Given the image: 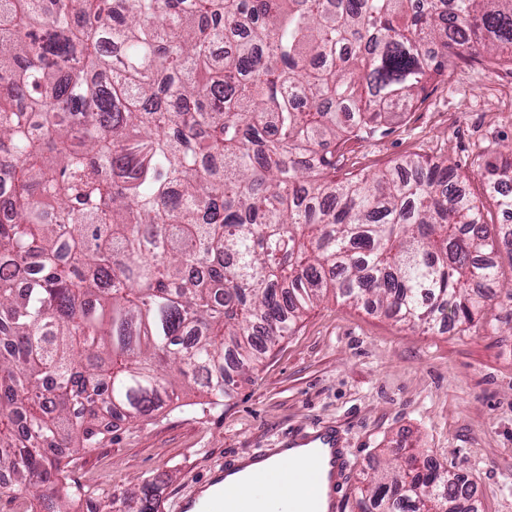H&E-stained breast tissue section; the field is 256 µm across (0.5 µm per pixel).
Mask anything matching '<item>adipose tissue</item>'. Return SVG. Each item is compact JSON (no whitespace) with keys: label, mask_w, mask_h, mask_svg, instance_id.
Wrapping results in <instances>:
<instances>
[{"label":"adipose tissue","mask_w":512,"mask_h":512,"mask_svg":"<svg viewBox=\"0 0 512 512\" xmlns=\"http://www.w3.org/2000/svg\"><path fill=\"white\" fill-rule=\"evenodd\" d=\"M310 462L311 457L304 449H289L263 462V469L273 472V480L258 482L245 472L227 478L220 487L225 498L249 503L251 512H292L294 502L313 492L302 478Z\"/></svg>","instance_id":"obj_1"}]
</instances>
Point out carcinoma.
<instances>
[{"instance_id":"carcinoma-1","label":"carcinoma","mask_w":512,"mask_h":512,"mask_svg":"<svg viewBox=\"0 0 512 512\" xmlns=\"http://www.w3.org/2000/svg\"><path fill=\"white\" fill-rule=\"evenodd\" d=\"M466 59L512 64V0H0V474L28 512L91 498L67 472L98 409L216 404L325 299L477 326L512 227L445 161L343 171ZM476 172L512 212V146ZM396 458L362 512H473Z\"/></svg>"}]
</instances>
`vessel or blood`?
<instances>
[{
    "label": "vessel or blood",
    "instance_id": "obj_1",
    "mask_svg": "<svg viewBox=\"0 0 512 512\" xmlns=\"http://www.w3.org/2000/svg\"><path fill=\"white\" fill-rule=\"evenodd\" d=\"M286 445L290 448H308L314 459V466L307 472L306 477L318 485L319 491L307 512H341V502L347 490L348 458L336 428H316L314 432L289 438ZM266 457V452L261 451L225 459L218 469L213 470L209 481L213 484L221 482L229 475L264 461ZM172 508L174 512H224L226 505L223 497L206 499L197 494L176 500Z\"/></svg>",
    "mask_w": 512,
    "mask_h": 512
}]
</instances>
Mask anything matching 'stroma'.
<instances>
[{"label": "stroma", "instance_id": "35a3bbf8", "mask_svg": "<svg viewBox=\"0 0 512 512\" xmlns=\"http://www.w3.org/2000/svg\"><path fill=\"white\" fill-rule=\"evenodd\" d=\"M380 138L351 145L349 171L375 172L402 156L449 160L468 174L488 223L502 215L475 176L478 158L512 144V67L461 64ZM492 329L424 332L382 313L329 301L271 345L221 404L194 392L137 424L114 419L72 474L116 496L153 479L161 505L203 486L230 455L278 447L318 426L338 428L348 453L342 512H359L365 478L392 450L425 448L472 480L477 512H512V292L498 289Z\"/></svg>", "mask_w": 512, "mask_h": 512}]
</instances>
